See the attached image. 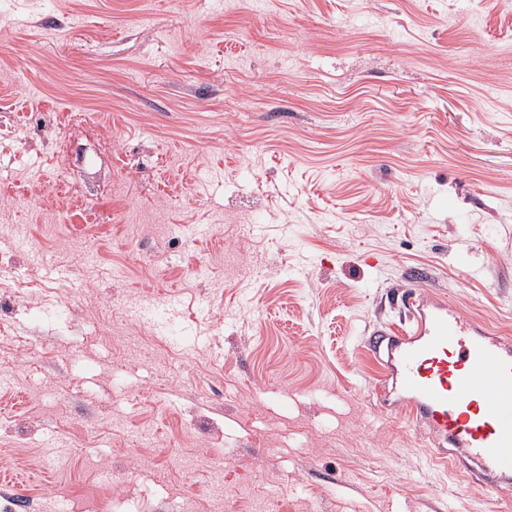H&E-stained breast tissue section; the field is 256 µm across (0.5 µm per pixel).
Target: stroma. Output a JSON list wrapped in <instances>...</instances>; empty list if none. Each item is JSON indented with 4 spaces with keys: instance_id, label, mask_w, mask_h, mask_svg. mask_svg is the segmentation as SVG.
<instances>
[{
    "instance_id": "1",
    "label": "stroma",
    "mask_w": 512,
    "mask_h": 512,
    "mask_svg": "<svg viewBox=\"0 0 512 512\" xmlns=\"http://www.w3.org/2000/svg\"><path fill=\"white\" fill-rule=\"evenodd\" d=\"M222 2L0 0V512H494L365 339L512 336V0Z\"/></svg>"
}]
</instances>
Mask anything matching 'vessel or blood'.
<instances>
[{"mask_svg":"<svg viewBox=\"0 0 512 512\" xmlns=\"http://www.w3.org/2000/svg\"><path fill=\"white\" fill-rule=\"evenodd\" d=\"M407 325L367 338L386 368L373 394L386 413L433 438L430 462L468 471L472 482L512 487V337L495 332L436 293L406 295Z\"/></svg>","mask_w":512,"mask_h":512,"instance_id":"1","label":"vessel or blood"}]
</instances>
